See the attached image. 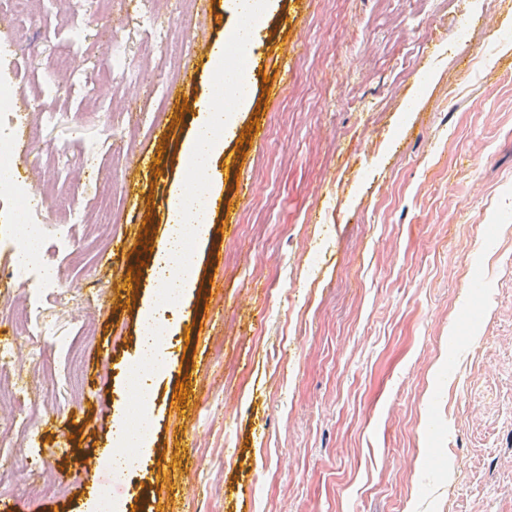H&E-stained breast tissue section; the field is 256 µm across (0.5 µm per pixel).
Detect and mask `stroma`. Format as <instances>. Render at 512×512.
<instances>
[{
    "mask_svg": "<svg viewBox=\"0 0 512 512\" xmlns=\"http://www.w3.org/2000/svg\"><path fill=\"white\" fill-rule=\"evenodd\" d=\"M81 19L80 29L63 23ZM237 22L229 0L169 18L157 81L184 106L112 88L114 46L97 0H33L32 45L0 55L41 124L21 179L47 197L55 302L13 344L26 402L54 386L61 429L0 425V449L36 437L33 466L56 493L31 499L24 475L0 500L25 512H85L99 497L112 421L139 354L150 265L116 295L126 258L90 233L96 201L121 197L111 239L161 240L182 177L180 145L212 85L210 50ZM248 53L252 99L233 115L214 187L233 223L211 215L196 242L199 281L170 316L172 356L154 376L151 446L115 480L123 512H512V0H272ZM71 71L51 74L73 45ZM288 52L266 96L270 49ZM129 127L112 134V114ZM86 151L58 165L57 146ZM163 175L130 185L139 158ZM243 156V168L227 165ZM252 192L239 197L243 178ZM51 355L42 364L33 342ZM185 389L187 409L175 393ZM87 457L74 461V449Z\"/></svg>",
    "mask_w": 512,
    "mask_h": 512,
    "instance_id": "stroma-1",
    "label": "stroma"
}]
</instances>
